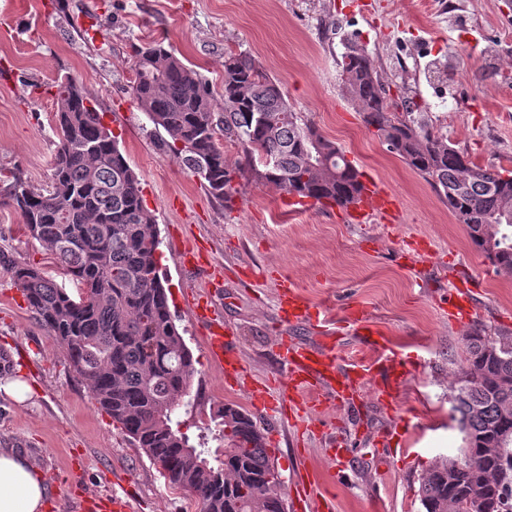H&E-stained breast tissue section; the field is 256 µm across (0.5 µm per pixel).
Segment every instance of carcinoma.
<instances>
[{"label":"carcinoma","instance_id":"carcinoma-1","mask_svg":"<svg viewBox=\"0 0 512 512\" xmlns=\"http://www.w3.org/2000/svg\"><path fill=\"white\" fill-rule=\"evenodd\" d=\"M132 96L182 167L214 197L231 201L234 175L223 142L240 148L257 182L321 204L345 207L359 191L357 168L300 112L246 52L224 57V94L159 41L132 46ZM341 73L365 127L416 171L467 228L473 248L498 270L512 271V176L471 162L436 135L426 116L392 110L374 60L350 45ZM55 163L50 187L21 177L0 198L28 233L79 285L78 297L0 249V272L20 288L32 317L66 352L73 373L123 433L172 486L192 492L203 512H285L283 483L264 433L242 408L212 412L220 454L190 443L175 412L191 404L190 349L169 310L159 274L155 215L141 183L103 122L96 103L73 81L55 93ZM261 158L272 163L258 168ZM454 395L465 447L432 467L417 490L424 512H474L479 489L497 512H512V337H465Z\"/></svg>","mask_w":512,"mask_h":512}]
</instances>
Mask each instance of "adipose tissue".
<instances>
[{"label":"adipose tissue","instance_id":"1","mask_svg":"<svg viewBox=\"0 0 512 512\" xmlns=\"http://www.w3.org/2000/svg\"><path fill=\"white\" fill-rule=\"evenodd\" d=\"M47 481L21 453L0 450V512H43Z\"/></svg>","mask_w":512,"mask_h":512}]
</instances>
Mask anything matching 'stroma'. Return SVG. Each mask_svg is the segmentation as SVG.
Listing matches in <instances>:
<instances>
[{"label":"stroma","mask_w":512,"mask_h":512,"mask_svg":"<svg viewBox=\"0 0 512 512\" xmlns=\"http://www.w3.org/2000/svg\"><path fill=\"white\" fill-rule=\"evenodd\" d=\"M0 0V178L49 186L57 140L53 87L75 79L141 180L157 218L160 276L178 330L195 359L193 409L176 416L191 441L217 442L210 413L233 403L264 430L284 485L314 478L331 512H423L427 471L458 455L453 409L464 338L512 336V273L471 246L432 187L365 128L338 63L355 43L375 59L391 101L429 116L435 132L482 167L512 171V8L505 0ZM164 41L221 87L224 54L255 56L358 171L396 196L399 222H346L343 208L292 211L276 186L237 175L231 205L187 174L132 100V45ZM201 244L206 262L179 264ZM0 248L16 252L75 292L52 256L0 203ZM473 281V314L456 323L448 294ZM330 319L323 330L284 320L275 279ZM206 293L231 327L255 382L273 388L281 337L315 345L334 331L336 363L400 362L406 376L392 404L372 380L348 399L326 396L302 425L291 413L254 408L225 390L207 353V328L190 300ZM364 312L381 348L365 343L351 312ZM0 349L24 397L0 388V448L26 455L44 475V512H75L92 496L125 498L129 512H201L191 492L170 487L143 451L102 411L70 369L63 348L33 319L20 289L0 273ZM347 450L343 464L326 450Z\"/></svg>","instance_id":"stroma-1"}]
</instances>
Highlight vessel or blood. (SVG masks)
<instances>
[{"mask_svg":"<svg viewBox=\"0 0 512 512\" xmlns=\"http://www.w3.org/2000/svg\"><path fill=\"white\" fill-rule=\"evenodd\" d=\"M350 220L364 222L373 218L386 222L396 219L397 204L394 195L377 180L364 179L354 201L346 208ZM280 305L283 313L290 318H304L320 322L319 310L302 303L291 282L281 279L278 282ZM196 318L210 320L211 327L207 338L211 361L223 373L230 386H252L250 376L240 358L232 348V338L223 322L214 318L215 309L208 296L201 295L193 301ZM280 359L283 372L278 379L280 397H272L265 389H254L255 399L263 406L279 409L286 403L306 407L311 403V391L324 389L341 397L347 395L360 380L367 378L364 370L348 369L339 371L336 367L335 342L326 339L321 347L309 349L296 346L288 341H280Z\"/></svg>","mask_w":512,"mask_h":512,"instance_id":"obj_1","label":"vessel or blood"}]
</instances>
